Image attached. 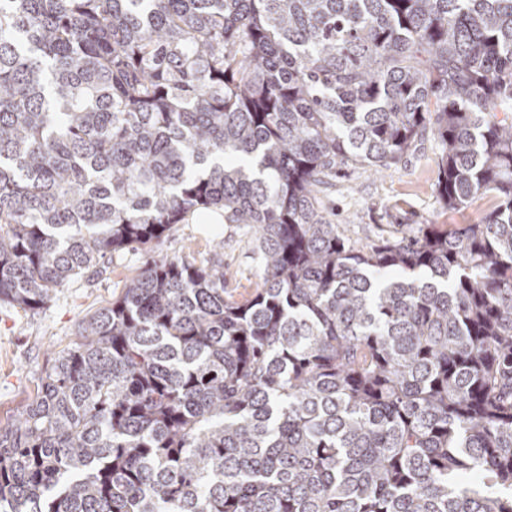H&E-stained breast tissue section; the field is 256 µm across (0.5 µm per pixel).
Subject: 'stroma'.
Returning <instances> with one entry per match:
<instances>
[{"mask_svg": "<svg viewBox=\"0 0 512 512\" xmlns=\"http://www.w3.org/2000/svg\"><path fill=\"white\" fill-rule=\"evenodd\" d=\"M439 156L438 143L429 138L386 171L343 170L324 193V206L339 231L359 246L393 233L414 234L424 224L453 230L479 223L493 199L479 198L457 211L444 208L436 194ZM217 249L224 253L226 295L239 302L249 299L262 276L253 234L196 213L151 248L112 252L98 273L58 288L39 311L0 303V427L20 418L36 399L45 370L79 342L81 323L117 300L147 259L198 262Z\"/></svg>", "mask_w": 512, "mask_h": 512, "instance_id": "1", "label": "stroma"}]
</instances>
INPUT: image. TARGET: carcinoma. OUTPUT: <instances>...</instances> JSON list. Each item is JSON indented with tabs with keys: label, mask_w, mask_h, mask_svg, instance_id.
<instances>
[{
	"label": "carcinoma",
	"mask_w": 512,
	"mask_h": 512,
	"mask_svg": "<svg viewBox=\"0 0 512 512\" xmlns=\"http://www.w3.org/2000/svg\"><path fill=\"white\" fill-rule=\"evenodd\" d=\"M496 207L358 249L344 168L427 134ZM0 429V512H512V0H0V302L37 310L198 210Z\"/></svg>",
	"instance_id": "cac0c4a2"
}]
</instances>
